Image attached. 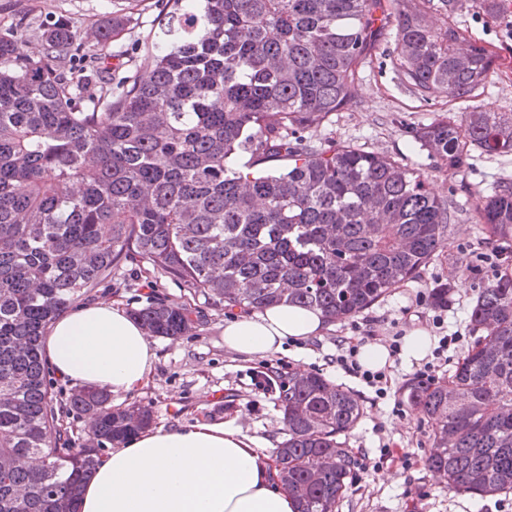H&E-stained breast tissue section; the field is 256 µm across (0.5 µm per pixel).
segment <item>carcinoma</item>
Segmentation results:
<instances>
[{"label":"carcinoma","mask_w":512,"mask_h":512,"mask_svg":"<svg viewBox=\"0 0 512 512\" xmlns=\"http://www.w3.org/2000/svg\"><path fill=\"white\" fill-rule=\"evenodd\" d=\"M393 64L416 91L469 99L497 56L426 0H393ZM381 0H161L162 23L119 91L84 95L65 76L81 44L59 21L37 61L0 35V512H78L98 453L149 428L151 407L114 408L93 387L70 408L91 416L92 446L62 429L43 342L131 255L226 307L285 303L354 317L415 277L448 241V203L424 176L349 145L296 134L350 102L381 32ZM455 173L473 149L512 155V113L474 108L417 134ZM282 162L274 173L243 172ZM478 223L512 255V183L483 197ZM151 336L192 329L186 307L154 298L133 311ZM476 337L448 379L411 381L409 407L431 423L429 468L448 489L512 491V276L472 305ZM283 414L277 477L301 512H334L357 467L347 436L360 397L321 375L270 371ZM322 456L336 468H318Z\"/></svg>","instance_id":"obj_1"}]
</instances>
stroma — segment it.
Here are the masks:
<instances>
[{
    "label": "stroma",
    "mask_w": 512,
    "mask_h": 512,
    "mask_svg": "<svg viewBox=\"0 0 512 512\" xmlns=\"http://www.w3.org/2000/svg\"><path fill=\"white\" fill-rule=\"evenodd\" d=\"M115 17L123 22L120 33L107 47H100L96 30ZM61 18L68 21L88 54L104 50L114 60L134 64L144 56L161 15L155 0H0V33L17 35L23 54L35 55L44 29ZM510 18L512 0H500L493 18L474 0H456L452 21L473 39L493 47L500 58L476 97L464 102L440 91L423 97L402 82L392 64L396 27L387 24L348 106L304 134L305 142L323 150L345 144L395 160L426 176L431 191L447 200L453 216L448 243L416 278L390 290L363 313L332 323L322 336L286 343L283 352L261 358L225 350L227 311L218 297L165 277L145 259L129 258L113 270L111 282L99 287L95 302H117L131 312L148 298L159 297L190 309L197 324L174 340L153 337L157 360L148 385L131 394L113 395V407L150 405L158 426L230 421L262 446L276 448L285 438L282 414L272 393L254 386L253 375L287 367L317 372L354 391L364 406L348 443L365 466L357 470L335 512H512V492L481 498L445 489L440 474L426 463L432 445L430 423L409 409L394 413L395 403L405 400L404 386L416 378L419 362L393 356L384 370L387 394L380 398L338 361L349 345L360 340L388 346L423 327L435 342L453 333L459 338L448 350L426 356L438 378H447L472 340L470 310L477 293L494 275L512 274V261L502 260L497 244L476 216L479 195L493 194L499 185L512 183V155L487 157L471 152L452 176L416 138L420 128L436 119L457 118L476 106L512 112V35L505 30ZM444 283L452 286L448 303L433 305L431 291ZM386 447L397 455V462L380 464Z\"/></svg>",
    "instance_id": "stroma-1"
}]
</instances>
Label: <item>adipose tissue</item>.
Segmentation results:
<instances>
[{
    "instance_id": "1",
    "label": "adipose tissue",
    "mask_w": 512,
    "mask_h": 512,
    "mask_svg": "<svg viewBox=\"0 0 512 512\" xmlns=\"http://www.w3.org/2000/svg\"><path fill=\"white\" fill-rule=\"evenodd\" d=\"M326 327L319 311L305 307L239 310L224 321V347L265 357ZM45 355L60 379L115 394L147 385L156 361L141 323L111 303L79 305L59 318ZM275 460L230 422L151 428L100 461L80 512H298L274 479Z\"/></svg>"
}]
</instances>
